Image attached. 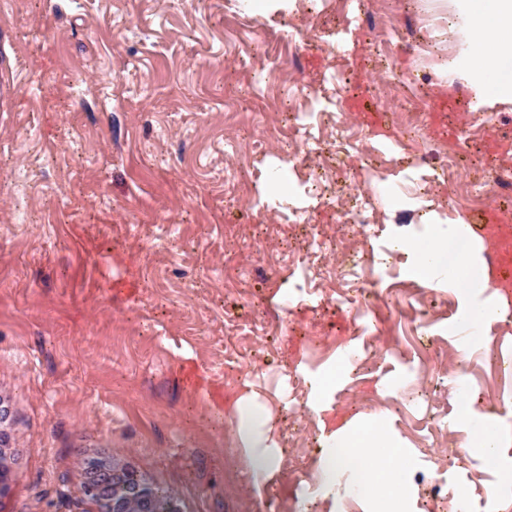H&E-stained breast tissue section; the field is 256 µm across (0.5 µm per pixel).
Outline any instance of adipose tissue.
<instances>
[{
	"label": "adipose tissue",
	"instance_id": "obj_1",
	"mask_svg": "<svg viewBox=\"0 0 512 512\" xmlns=\"http://www.w3.org/2000/svg\"><path fill=\"white\" fill-rule=\"evenodd\" d=\"M459 7L463 16L459 30L467 47L476 99H512V0H459ZM464 236L463 224H452L434 237L411 242L398 239L392 247L417 256L415 272L426 285L438 282V270H446L449 287L462 298L458 322L475 330L500 319L502 311L493 303H470L471 294L487 288L489 277L477 267L472 249L463 246ZM229 429L245 450L253 488L261 489L279 473L283 450L274 435V416L258 393L252 391L237 400ZM320 442L321 487H331L337 473L345 472L352 476L348 490L374 484L387 489L393 500L404 498L402 474L383 417L322 432Z\"/></svg>",
	"mask_w": 512,
	"mask_h": 512
}]
</instances>
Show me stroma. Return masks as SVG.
<instances>
[{
  "instance_id": "1",
  "label": "stroma",
  "mask_w": 512,
  "mask_h": 512,
  "mask_svg": "<svg viewBox=\"0 0 512 512\" xmlns=\"http://www.w3.org/2000/svg\"><path fill=\"white\" fill-rule=\"evenodd\" d=\"M0 0V401L9 410V488L0 512H103L88 463L133 472L181 512H371L362 495L319 490L322 424L383 416L405 469L407 512H451L467 485L480 512L500 470L470 443L512 399V314L460 348L458 293L405 294L416 259L390 253L472 215L415 184L447 145L457 178L512 156V99L475 123L473 88L441 73L463 51L452 0ZM434 113L422 143L396 138V112ZM368 131L340 158L289 137L282 113ZM466 125L468 139L442 135ZM328 162L335 190L366 203L345 235L328 201L305 191L297 155ZM411 158L408 167L399 157ZM324 250L370 266L357 288L313 280L302 256ZM365 318H358V308ZM330 409L307 413L290 378L340 361ZM474 402L456 419L457 383ZM254 386L276 415L279 481L254 492L230 443L236 398Z\"/></svg>"
}]
</instances>
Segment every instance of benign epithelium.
Returning a JSON list of instances; mask_svg holds the SVG:
<instances>
[{
    "mask_svg": "<svg viewBox=\"0 0 512 512\" xmlns=\"http://www.w3.org/2000/svg\"><path fill=\"white\" fill-rule=\"evenodd\" d=\"M92 477L86 482L87 495L103 503L105 512H159L153 491L136 475L125 473L120 478L101 479L107 468L90 466Z\"/></svg>",
    "mask_w": 512,
    "mask_h": 512,
    "instance_id": "7a95c632",
    "label": "benign epithelium"
}]
</instances>
